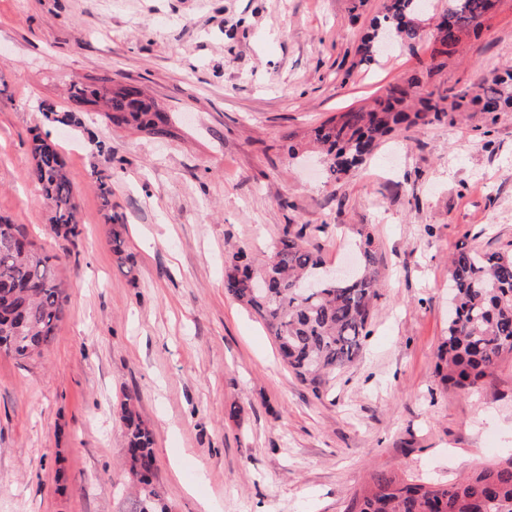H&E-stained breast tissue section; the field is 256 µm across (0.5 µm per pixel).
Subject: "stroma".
<instances>
[{"label":"stroma","mask_w":512,"mask_h":512,"mask_svg":"<svg viewBox=\"0 0 512 512\" xmlns=\"http://www.w3.org/2000/svg\"><path fill=\"white\" fill-rule=\"evenodd\" d=\"M383 0H0V215L59 258L68 302L27 362L0 352V512H131L120 407L154 433L170 512H343L373 473L451 481L512 453V355L462 391L437 374L457 249L512 252V112L400 131L328 178L303 145L430 62L433 39L371 63L356 48ZM512 67V0L436 76ZM134 87L164 137L49 125L70 81ZM68 163L81 234L49 230L34 131ZM105 152H97L95 141ZM300 142L296 156L288 141ZM112 179L135 278L112 254L94 170ZM325 264L378 245L381 297L361 357L327 393L282 365L224 288L235 251L262 265L285 225Z\"/></svg>","instance_id":"1"}]
</instances>
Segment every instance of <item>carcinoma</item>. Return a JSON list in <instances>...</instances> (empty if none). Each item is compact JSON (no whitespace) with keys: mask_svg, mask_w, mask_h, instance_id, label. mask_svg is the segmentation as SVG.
Listing matches in <instances>:
<instances>
[{"mask_svg":"<svg viewBox=\"0 0 512 512\" xmlns=\"http://www.w3.org/2000/svg\"><path fill=\"white\" fill-rule=\"evenodd\" d=\"M487 0H448V29L439 39L442 61L412 74L406 87L391 85L369 108L350 109L315 128V141L328 161L329 177L339 180L362 164L380 141L413 125L454 119L476 110L512 112V68L495 69L475 90L423 86V78L445 66L443 59L458 52L462 36L475 34L487 20ZM423 0H387L382 18L375 19L357 48L360 60H374L383 39L410 49L422 37L417 12ZM102 104L112 125L132 126L153 135L167 133L161 111L129 88L103 86L88 91L80 81L68 89V105H42L51 124L80 125V114ZM32 179L50 213V230L75 238L80 234L79 209L65 156L47 134L36 132L30 142ZM108 237L118 266L127 264L126 224L112 212L110 176L94 172ZM306 225L286 227L270 246L262 267L269 283L266 294L254 290V270L244 254L236 253L224 271L228 295L265 324L283 362L314 396H321L336 374L362 353L367 327L381 297L376 268L377 248L365 234L359 266L346 281L332 280L318 253L304 245ZM452 263L453 311L448 334L439 350L441 381L470 388L491 376L512 354V252L487 253L470 248L455 253ZM57 257L32 240L24 227L0 217V348L19 361L40 355L56 336L67 296L56 274ZM128 395L121 404L126 458L134 483L138 512H168L154 482V434ZM346 512H512V456L448 484L425 483L411 477L378 472L350 496Z\"/></svg>","mask_w":512,"mask_h":512,"instance_id":"cac0c4a2","label":"carcinoma"}]
</instances>
